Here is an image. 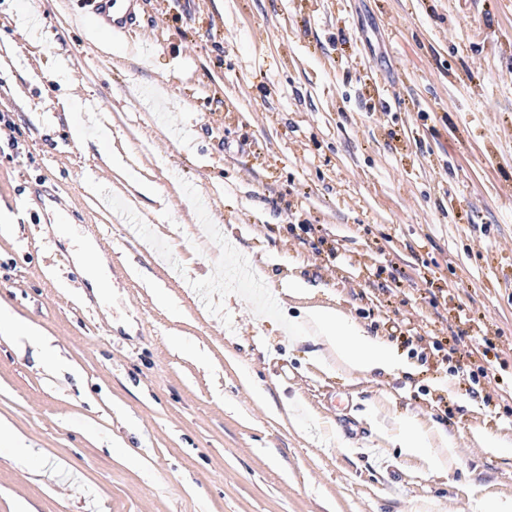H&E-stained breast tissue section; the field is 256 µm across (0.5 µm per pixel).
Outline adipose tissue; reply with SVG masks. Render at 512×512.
Masks as SVG:
<instances>
[{
    "label": "adipose tissue",
    "mask_w": 512,
    "mask_h": 512,
    "mask_svg": "<svg viewBox=\"0 0 512 512\" xmlns=\"http://www.w3.org/2000/svg\"><path fill=\"white\" fill-rule=\"evenodd\" d=\"M310 317L340 359L364 373L394 368L397 360L388 347L364 336L346 318L326 309H314Z\"/></svg>",
    "instance_id": "obj_1"
}]
</instances>
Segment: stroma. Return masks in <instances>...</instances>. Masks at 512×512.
I'll use <instances>...</instances> for the list:
<instances>
[{"instance_id": "stroma-1", "label": "stroma", "mask_w": 512, "mask_h": 512, "mask_svg": "<svg viewBox=\"0 0 512 512\" xmlns=\"http://www.w3.org/2000/svg\"><path fill=\"white\" fill-rule=\"evenodd\" d=\"M91 35L0 0V312L39 332L0 333V512L512 499V0H142L155 46L112 69ZM36 179L70 210L53 244L16 206ZM314 308L382 342L466 317L472 356L390 342L398 368L364 374ZM409 425L456 443L446 469L400 448Z\"/></svg>"}]
</instances>
